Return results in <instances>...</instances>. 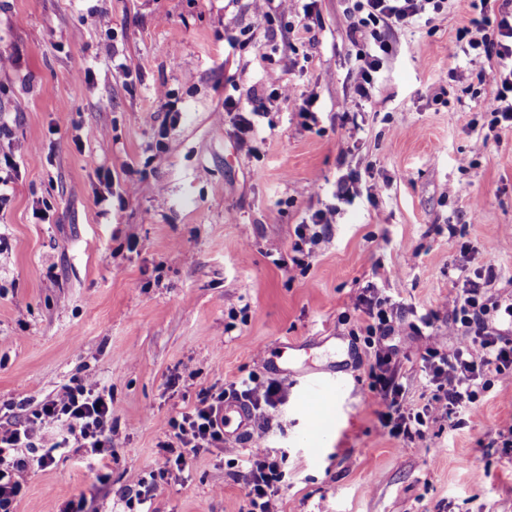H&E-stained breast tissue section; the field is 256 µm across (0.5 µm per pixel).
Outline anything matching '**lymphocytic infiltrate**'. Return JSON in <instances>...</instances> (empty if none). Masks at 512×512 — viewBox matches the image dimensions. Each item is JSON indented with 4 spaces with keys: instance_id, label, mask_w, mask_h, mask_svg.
<instances>
[{
    "instance_id": "f902f5d3",
    "label": "lymphocytic infiltrate",
    "mask_w": 512,
    "mask_h": 512,
    "mask_svg": "<svg viewBox=\"0 0 512 512\" xmlns=\"http://www.w3.org/2000/svg\"><path fill=\"white\" fill-rule=\"evenodd\" d=\"M478 18L465 32L470 52L486 57L489 73L468 69L453 71L460 83L492 80L495 85L490 128L512 126V9L507 4L480 0ZM448 0H349V39L359 43L372 39L370 50L357 53L353 72L355 92L368 98L376 74L390 51L388 30L434 19L447 9ZM498 273L486 266L465 288L444 297L438 309L426 312L420 322L426 328L421 354L426 396L422 404L405 405L406 387L400 377L395 346L388 339L401 335L404 318L399 307L365 288L354 307L364 316V343L372 348L375 361L369 369V391L379 407L378 418L389 435L409 442L423 438L427 421L454 420L477 410L480 380L512 374V341L493 326L497 314L512 319V304L500 305L488 292ZM447 318L449 334L458 336L455 347L443 349L429 335L439 318ZM286 396L276 381L252 377L225 383L221 388L200 390L189 410L169 417L163 424L160 446L167 454V471L183 472L185 451L200 452L224 444L222 411L226 399L241 400L252 411L276 407ZM266 425L254 430L241 477L245 486L244 512H278L279 492L286 482L277 456L265 443ZM72 449L81 458L101 462L112 456V394L80 380L39 405L13 428H0V512H15L33 469H46L56 456Z\"/></svg>"
}]
</instances>
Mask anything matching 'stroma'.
Wrapping results in <instances>:
<instances>
[{
    "label": "stroma",
    "instance_id": "35a3bbf8",
    "mask_svg": "<svg viewBox=\"0 0 512 512\" xmlns=\"http://www.w3.org/2000/svg\"><path fill=\"white\" fill-rule=\"evenodd\" d=\"M473 3L448 0L432 23L390 32L363 101L347 0H317L309 34L300 0L264 20L249 0H0V54L12 60L0 126L24 147L0 207V427L77 377L111 388L116 430L108 469L61 457L31 473L17 512L79 499L121 512L122 489L163 462V421L200 389L254 375L287 388L267 414L268 443L286 455L280 512H512V447L498 436L512 378H491L458 429L440 420L421 440L391 437L368 388L373 355L343 319L371 285L410 324L490 263V295L512 303V128L473 154L494 86L446 78L489 69L459 38ZM268 72L316 93L319 122L274 102L252 153L224 98L267 96ZM351 176L359 195L337 203ZM331 205L330 235L307 268L293 266L297 224ZM391 342L404 402L417 404L421 339L409 328ZM306 372L345 383L316 441ZM240 450L228 440L190 456L151 512H242Z\"/></svg>",
    "mask_w": 512,
    "mask_h": 512
}]
</instances>
